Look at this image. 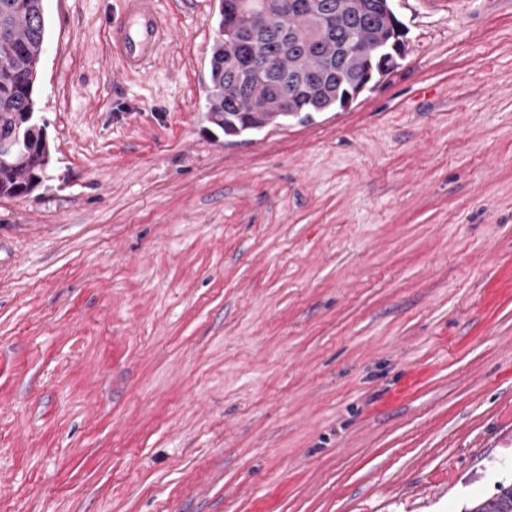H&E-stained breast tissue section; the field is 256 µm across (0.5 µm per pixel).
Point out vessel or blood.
Here are the masks:
<instances>
[{"label":"vessel or blood","mask_w":512,"mask_h":512,"mask_svg":"<svg viewBox=\"0 0 512 512\" xmlns=\"http://www.w3.org/2000/svg\"><path fill=\"white\" fill-rule=\"evenodd\" d=\"M156 0H123V19L112 28V42L124 70L138 72L170 36Z\"/></svg>","instance_id":"b4317fda"}]
</instances>
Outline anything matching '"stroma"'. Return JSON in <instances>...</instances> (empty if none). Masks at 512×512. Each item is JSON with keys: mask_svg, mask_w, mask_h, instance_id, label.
<instances>
[{"mask_svg": "<svg viewBox=\"0 0 512 512\" xmlns=\"http://www.w3.org/2000/svg\"><path fill=\"white\" fill-rule=\"evenodd\" d=\"M44 0L0 198V512H461L512 482V0H392L397 69L227 136L219 0ZM123 19L112 27V42L126 71L145 68L160 45L170 37L156 0H123Z\"/></svg>", "mask_w": 512, "mask_h": 512, "instance_id": "1", "label": "stroma"}]
</instances>
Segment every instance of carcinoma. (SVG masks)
I'll use <instances>...</instances> for the list:
<instances>
[{
  "label": "carcinoma",
  "mask_w": 512,
  "mask_h": 512,
  "mask_svg": "<svg viewBox=\"0 0 512 512\" xmlns=\"http://www.w3.org/2000/svg\"><path fill=\"white\" fill-rule=\"evenodd\" d=\"M43 0H0V197L39 185L51 164L42 133L30 131L45 36ZM265 14L256 44L264 67L234 46L246 15ZM398 17L389 0H220L213 37L208 119L226 136L259 132L302 112H330L367 75L390 71L386 54ZM294 33L288 39V33ZM465 512H512V484Z\"/></svg>",
  "instance_id": "obj_1"
}]
</instances>
